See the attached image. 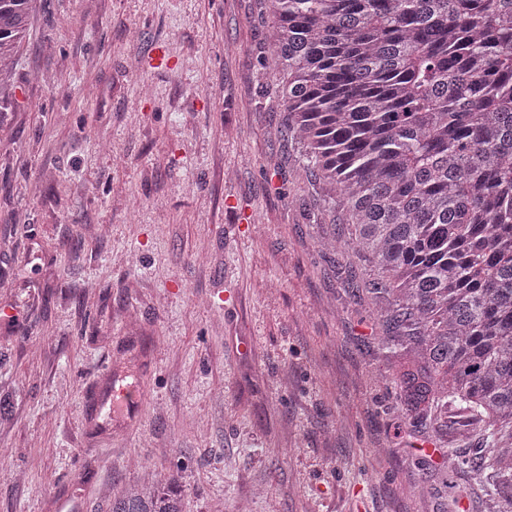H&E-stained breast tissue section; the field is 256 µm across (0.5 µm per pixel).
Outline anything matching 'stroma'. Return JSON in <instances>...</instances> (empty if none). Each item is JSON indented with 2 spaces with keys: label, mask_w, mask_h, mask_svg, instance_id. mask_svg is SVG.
<instances>
[{
  "label": "stroma",
  "mask_w": 512,
  "mask_h": 512,
  "mask_svg": "<svg viewBox=\"0 0 512 512\" xmlns=\"http://www.w3.org/2000/svg\"><path fill=\"white\" fill-rule=\"evenodd\" d=\"M267 0H36L0 114V512H497L420 425L281 134ZM142 399L111 410L115 384ZM109 512H183L181 490L172 479L146 473L136 485L112 497Z\"/></svg>",
  "instance_id": "stroma-1"
}]
</instances>
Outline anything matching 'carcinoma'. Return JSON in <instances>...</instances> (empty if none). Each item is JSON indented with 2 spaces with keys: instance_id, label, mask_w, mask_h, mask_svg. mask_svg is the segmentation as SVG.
<instances>
[{
  "instance_id": "1",
  "label": "carcinoma",
  "mask_w": 512,
  "mask_h": 512,
  "mask_svg": "<svg viewBox=\"0 0 512 512\" xmlns=\"http://www.w3.org/2000/svg\"><path fill=\"white\" fill-rule=\"evenodd\" d=\"M284 130L374 267L406 414L453 406L512 487V0H268ZM33 0H0V112ZM111 512H183L146 473Z\"/></svg>"
}]
</instances>
